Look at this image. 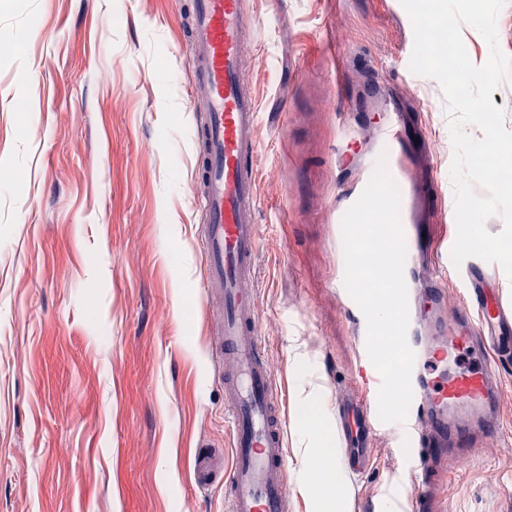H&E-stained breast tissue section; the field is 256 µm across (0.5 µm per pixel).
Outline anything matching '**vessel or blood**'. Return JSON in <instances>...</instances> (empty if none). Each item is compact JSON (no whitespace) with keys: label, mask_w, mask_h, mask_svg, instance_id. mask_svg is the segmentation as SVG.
<instances>
[{"label":"vessel or blood","mask_w":512,"mask_h":512,"mask_svg":"<svg viewBox=\"0 0 512 512\" xmlns=\"http://www.w3.org/2000/svg\"><path fill=\"white\" fill-rule=\"evenodd\" d=\"M192 19L189 67L200 95L191 106L198 118L197 187L204 216L197 243L206 307L221 325L222 339L212 347L210 359L224 378V416L232 448V464L224 472V500L227 512H289L290 468L280 398L266 342L258 331L259 295L252 286L260 247L261 112L246 78V49L256 44L260 23L249 15L247 0H192ZM357 107L380 112L384 120L368 141L348 122H338L337 163L354 178L336 195L334 219L342 221L378 159H385L401 195L414 397L405 422H382L375 408L382 378L367 353H360L353 377L358 393L337 406L345 446L341 465L353 475L362 474L374 459L377 437L390 433L414 476L395 499L399 512H447L443 492L454 447L463 437L475 440L498 430L496 419L488 417L465 432L456 418L498 401L499 364L512 357L504 347L512 337V307L493 288L486 262L469 258L454 266L453 239L444 232L437 240L427 238L437 184L428 170L414 165L432 150L407 102L388 82L376 78L360 88ZM456 272L462 293L477 302L451 323L445 288L448 275ZM344 278L345 260L340 257L336 291L358 329H365V318L348 297Z\"/></svg>","instance_id":"obj_1"}]
</instances>
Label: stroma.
Returning a JSON list of instances; mask_svg holds the SVG:
<instances>
[{
  "instance_id": "35a3bbf8",
  "label": "stroma",
  "mask_w": 512,
  "mask_h": 512,
  "mask_svg": "<svg viewBox=\"0 0 512 512\" xmlns=\"http://www.w3.org/2000/svg\"><path fill=\"white\" fill-rule=\"evenodd\" d=\"M260 102V332L284 411L338 432L358 364L331 288L336 108L413 48L401 0H247ZM190 0H0V512H226L232 451L219 341L196 251ZM417 102L456 235L440 84L387 75ZM24 111H17L18 102ZM326 399L298 405L289 358ZM505 433L448 476V512H512ZM406 481L388 443L342 475L346 512H385Z\"/></svg>"
}]
</instances>
